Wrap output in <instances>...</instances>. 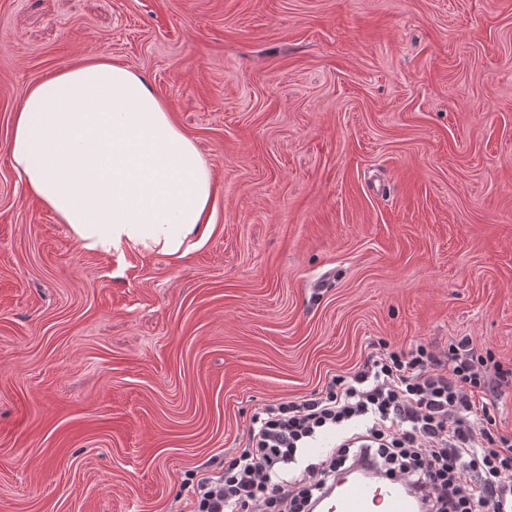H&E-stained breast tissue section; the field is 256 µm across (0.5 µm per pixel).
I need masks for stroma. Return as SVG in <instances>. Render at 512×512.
Masks as SVG:
<instances>
[{
  "label": "stroma",
  "instance_id": "stroma-1",
  "mask_svg": "<svg viewBox=\"0 0 512 512\" xmlns=\"http://www.w3.org/2000/svg\"><path fill=\"white\" fill-rule=\"evenodd\" d=\"M91 56L210 165L182 258L82 249L8 162ZM464 336L512 364V0H0V512H180L263 405Z\"/></svg>",
  "mask_w": 512,
  "mask_h": 512
}]
</instances>
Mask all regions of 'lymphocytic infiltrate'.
Here are the masks:
<instances>
[{
	"instance_id": "1",
	"label": "lymphocytic infiltrate",
	"mask_w": 512,
	"mask_h": 512,
	"mask_svg": "<svg viewBox=\"0 0 512 512\" xmlns=\"http://www.w3.org/2000/svg\"><path fill=\"white\" fill-rule=\"evenodd\" d=\"M512 388V366L478 354L469 337L437 354L381 344L320 391L265 406L244 448L221 470L202 464L185 484L189 512H311L358 459L416 490L425 512H512V433L487 399ZM335 451L299 476L284 471L327 430Z\"/></svg>"
}]
</instances>
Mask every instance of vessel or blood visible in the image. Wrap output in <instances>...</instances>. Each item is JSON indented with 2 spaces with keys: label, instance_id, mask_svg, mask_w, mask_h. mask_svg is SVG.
Returning <instances> with one entry per match:
<instances>
[{
  "label": "vessel or blood",
  "instance_id": "1",
  "mask_svg": "<svg viewBox=\"0 0 512 512\" xmlns=\"http://www.w3.org/2000/svg\"><path fill=\"white\" fill-rule=\"evenodd\" d=\"M318 512H420V503L400 480L369 482L351 475L320 498Z\"/></svg>",
  "mask_w": 512,
  "mask_h": 512
}]
</instances>
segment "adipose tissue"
<instances>
[{
	"label": "adipose tissue",
	"instance_id": "ef3b65f1",
	"mask_svg": "<svg viewBox=\"0 0 512 512\" xmlns=\"http://www.w3.org/2000/svg\"><path fill=\"white\" fill-rule=\"evenodd\" d=\"M9 161L83 249L180 258L209 236V164L129 67L96 58L30 86Z\"/></svg>",
	"mask_w": 512,
	"mask_h": 512
}]
</instances>
